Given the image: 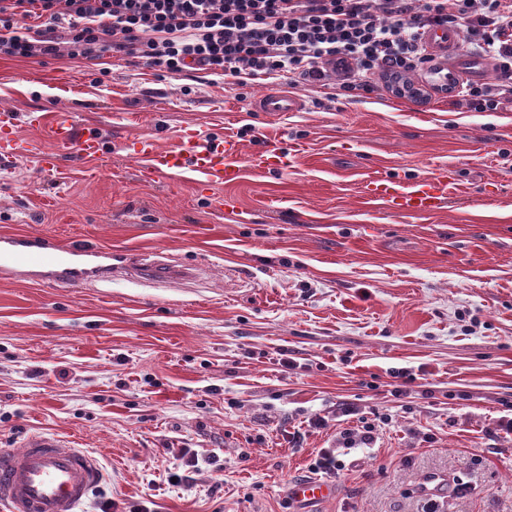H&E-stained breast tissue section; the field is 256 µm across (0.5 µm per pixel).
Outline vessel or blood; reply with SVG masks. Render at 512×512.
<instances>
[{
	"label": "vessel or blood",
	"mask_w": 512,
	"mask_h": 512,
	"mask_svg": "<svg viewBox=\"0 0 512 512\" xmlns=\"http://www.w3.org/2000/svg\"><path fill=\"white\" fill-rule=\"evenodd\" d=\"M428 51L463 80H481L491 62L473 57L459 48V37L452 30L437 29L427 36ZM303 99L272 91L256 102L257 111L277 117L285 112L304 110ZM33 125L49 128L51 151L37 153L41 169L53 171L58 161L70 154L95 159L103 154V141L97 129L76 130L67 112L41 113ZM129 150L142 172L169 181L193 180L200 186L236 182L243 167L262 172L285 170L293 160L277 141H267L264 148L242 156L238 141L216 136L204 141L199 131L183 132L171 149L158 147L154 136L134 139ZM34 151L32 143L16 133V115L0 109V162ZM369 195L387 201L398 214L412 216L435 210L448 195V175L424 178L403 186L387 179L367 183ZM200 267H182L171 272L166 262H132L108 247L61 244L31 233L0 236V278L17 277L40 285L87 287L93 283L126 276L152 285L199 277ZM102 468L98 459L74 441L55 434L30 435L22 448H0V503L7 512H81L89 493L100 483ZM291 501L307 502L335 497L333 484L322 480H304L288 490Z\"/></svg>",
	"instance_id": "vessel-or-blood-1"
}]
</instances>
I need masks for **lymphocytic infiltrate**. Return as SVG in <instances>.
Instances as JSON below:
<instances>
[{
	"label": "lymphocytic infiltrate",
	"mask_w": 512,
	"mask_h": 512,
	"mask_svg": "<svg viewBox=\"0 0 512 512\" xmlns=\"http://www.w3.org/2000/svg\"><path fill=\"white\" fill-rule=\"evenodd\" d=\"M461 32L493 81L450 78L426 34ZM141 59L244 86L266 77L331 96L422 70L470 112L512 106V0H0V56Z\"/></svg>",
	"instance_id": "f902f5d3"
}]
</instances>
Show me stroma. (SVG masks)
I'll return each mask as SVG.
<instances>
[{"label": "stroma", "mask_w": 512, "mask_h": 512, "mask_svg": "<svg viewBox=\"0 0 512 512\" xmlns=\"http://www.w3.org/2000/svg\"><path fill=\"white\" fill-rule=\"evenodd\" d=\"M99 69L0 57L21 138L50 150L29 113L72 112L109 149L94 178L76 158L50 175L31 155L0 169V233L206 272L165 287L0 280V448L45 432L92 452L104 476L85 512H512V434L497 427L512 418V111L455 110L418 74L423 97L381 81L320 108L302 84L307 108L271 121L253 109L265 79ZM246 124L243 153L276 137L293 167L201 187L146 178L124 150ZM443 171L448 197L422 216L363 191ZM369 423L373 447L351 446ZM326 448L346 465L335 497L291 502ZM188 454L191 481L170 484Z\"/></svg>", "instance_id": "stroma-1"}]
</instances>
